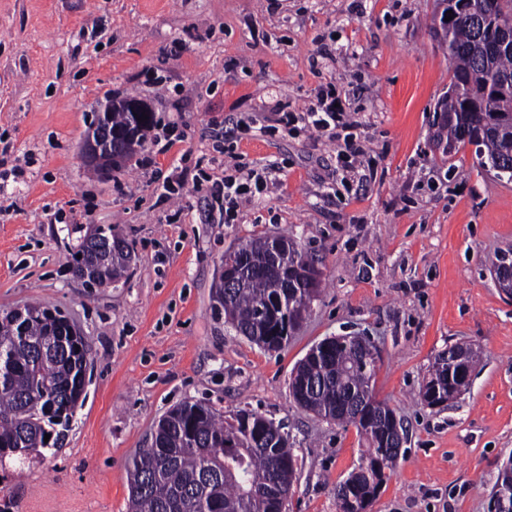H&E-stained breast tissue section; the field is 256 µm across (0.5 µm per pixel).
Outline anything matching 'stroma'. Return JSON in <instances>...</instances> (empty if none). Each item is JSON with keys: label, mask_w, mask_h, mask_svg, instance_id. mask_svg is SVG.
Here are the masks:
<instances>
[{"label": "stroma", "mask_w": 512, "mask_h": 512, "mask_svg": "<svg viewBox=\"0 0 512 512\" xmlns=\"http://www.w3.org/2000/svg\"><path fill=\"white\" fill-rule=\"evenodd\" d=\"M440 0H0V314L40 303L87 336L86 398L56 449L0 461L7 512H128L127 471L184 401L285 421L302 463L288 512H340L336 483L366 444L295 403L290 379L328 336L371 337L377 400L402 421L394 471L368 512H489L512 459V300L490 268L512 247V181L474 146L446 157L432 116L448 93L433 28ZM330 53L311 67L318 51ZM350 96L367 151L351 167L302 124L234 145L278 165L270 193L228 224L206 189L224 177L215 138L261 103L302 112L316 89ZM154 115L112 176L83 145L112 97ZM186 179L178 197L163 184ZM134 249L120 281L89 288L67 258L92 228ZM262 232L318 258L322 290L287 347L267 352L212 306L225 250ZM477 350L469 388L441 408L419 392L449 346Z\"/></svg>", "instance_id": "1"}]
</instances>
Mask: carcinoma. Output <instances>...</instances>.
Masks as SVG:
<instances>
[{"label": "carcinoma", "mask_w": 512, "mask_h": 512, "mask_svg": "<svg viewBox=\"0 0 512 512\" xmlns=\"http://www.w3.org/2000/svg\"><path fill=\"white\" fill-rule=\"evenodd\" d=\"M452 19L441 21L440 38L448 49L451 83L467 85L464 98L438 103V143L443 154L473 145L485 164L512 162V123L491 127L489 113L512 114V49L494 51L489 31L499 19L512 18V0H443ZM509 79L505 89L497 80ZM112 133L133 127L132 146L112 142V152L126 159L143 146L153 116L141 122L131 112L105 113ZM132 246L116 227L97 228L70 255L79 279L94 274V284L123 278ZM221 266L238 273L230 283L219 279L212 293L214 310L236 333L261 347L288 340L305 319L321 285L317 260L292 240L276 249L267 237L254 235L224 252ZM48 307L29 305L10 328L0 325V460L26 456L49 447L47 434L60 438L78 407L77 386L83 361L89 359L84 334L72 336L50 320ZM463 356L469 367L478 358L471 348L453 345L435 357L427 385L448 397L449 361ZM374 368L354 344L304 357L293 380L315 386L299 407L325 419L354 423L359 407L373 398ZM369 448L358 466L336 484L342 512H366L389 478L399 456L392 447L388 418L371 415L356 424ZM297 472L293 441L281 421L240 408L224 414L210 405L185 401L158 421L150 446L129 468V512H282L278 493L289 492ZM491 495L512 505V461L503 467Z\"/></svg>", "instance_id": "1"}]
</instances>
